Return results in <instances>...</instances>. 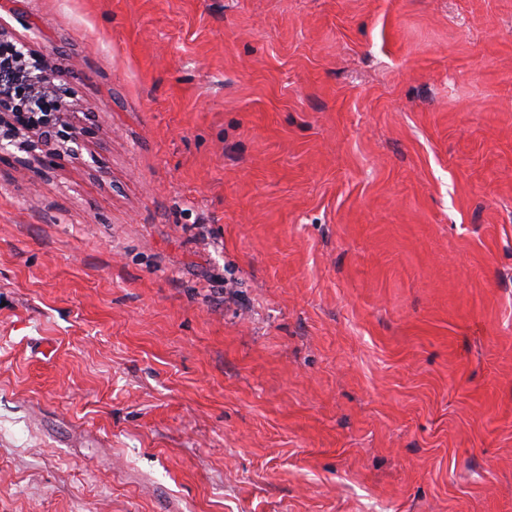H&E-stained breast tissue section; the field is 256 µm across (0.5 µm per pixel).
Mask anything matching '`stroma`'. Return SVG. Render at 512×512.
<instances>
[{
    "mask_svg": "<svg viewBox=\"0 0 512 512\" xmlns=\"http://www.w3.org/2000/svg\"><path fill=\"white\" fill-rule=\"evenodd\" d=\"M80 154L0 153V512H512V0H0Z\"/></svg>",
    "mask_w": 512,
    "mask_h": 512,
    "instance_id": "35a3bbf8",
    "label": "stroma"
}]
</instances>
